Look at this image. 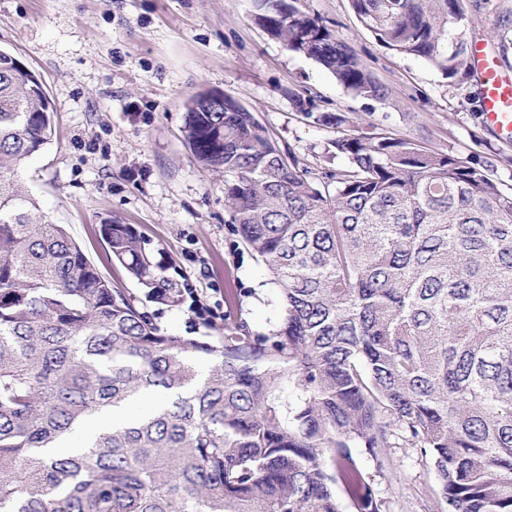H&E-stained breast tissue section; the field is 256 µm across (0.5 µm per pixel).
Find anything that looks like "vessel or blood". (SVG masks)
I'll return each mask as SVG.
<instances>
[{"mask_svg": "<svg viewBox=\"0 0 512 512\" xmlns=\"http://www.w3.org/2000/svg\"><path fill=\"white\" fill-rule=\"evenodd\" d=\"M471 63L480 81L485 127L500 139L512 141V73L504 72L497 58L477 43L472 46Z\"/></svg>", "mask_w": 512, "mask_h": 512, "instance_id": "vessel-or-blood-1", "label": "vessel or blood"}]
</instances>
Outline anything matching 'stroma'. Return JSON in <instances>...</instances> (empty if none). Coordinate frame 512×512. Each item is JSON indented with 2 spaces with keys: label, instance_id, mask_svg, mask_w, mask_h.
Returning <instances> with one entry per match:
<instances>
[{
  "label": "stroma",
  "instance_id": "obj_1",
  "mask_svg": "<svg viewBox=\"0 0 512 512\" xmlns=\"http://www.w3.org/2000/svg\"><path fill=\"white\" fill-rule=\"evenodd\" d=\"M358 53L386 89L357 98L313 60L289 51L251 18L249 0H0V48L41 79L55 135L21 170L50 219L65 225L115 287H140L113 264L100 222L133 225L165 276L190 288L223 324L242 310L252 329L276 327L277 291L233 234L224 175L202 169L184 139L186 104L212 89L245 104L281 149L326 165L336 130L299 112L291 93L351 124L493 170L512 186V143L487 130L475 78L457 82L425 61L388 50L358 22L350 0H298ZM464 36H477L512 70V0H462ZM160 326L188 338L205 326L188 305H146ZM375 477L386 512H428L435 476L415 451L391 448Z\"/></svg>",
  "mask_w": 512,
  "mask_h": 512
}]
</instances>
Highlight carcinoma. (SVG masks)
<instances>
[{
	"label": "carcinoma",
	"mask_w": 512,
	"mask_h": 512,
	"mask_svg": "<svg viewBox=\"0 0 512 512\" xmlns=\"http://www.w3.org/2000/svg\"><path fill=\"white\" fill-rule=\"evenodd\" d=\"M385 48L446 77L471 70L460 0H352ZM286 49L357 97L382 85L356 51L295 0H253ZM0 50V512H385L352 448L376 472L386 449L432 469L431 512H512V192L490 169L336 127V167L282 150L253 112L201 91L184 133L200 166L224 173L234 232L266 267L281 317L258 333L242 313L188 339L110 284L18 176L53 138L41 80ZM109 256L169 307L130 224L105 218ZM206 368H201V365ZM147 392L171 396L112 422L77 455L47 449L88 417Z\"/></svg>",
	"instance_id": "cac0c4a2"
}]
</instances>
